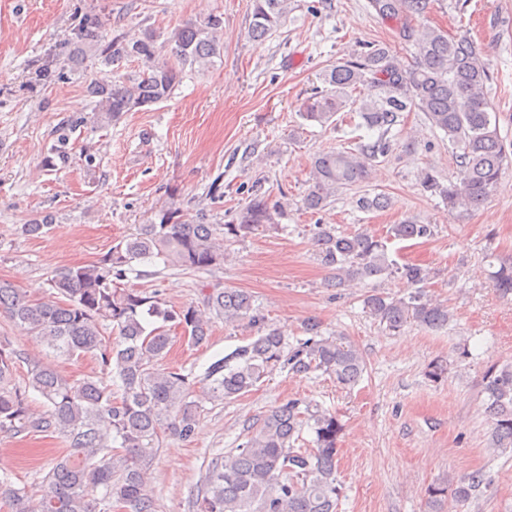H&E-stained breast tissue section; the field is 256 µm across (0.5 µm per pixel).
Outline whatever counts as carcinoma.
Returning <instances> with one entry per match:
<instances>
[{"label": "carcinoma", "instance_id": "cac0c4a2", "mask_svg": "<svg viewBox=\"0 0 512 512\" xmlns=\"http://www.w3.org/2000/svg\"><path fill=\"white\" fill-rule=\"evenodd\" d=\"M431 0H367V8L385 22L396 23L401 40L414 47L405 63L386 45H374L355 58L340 61L323 74L328 89L304 100L299 116L321 126L352 123L378 131L355 149L314 157L312 184L303 205L325 207L336 193L365 181L373 163L393 151L388 138L400 115L411 109L425 114L431 125L458 150L456 181L441 184L430 170L421 173L422 186L446 201L448 209L479 207L496 191L512 144L499 133L488 98L489 71L474 43L430 26L410 25L422 19ZM288 14V0H252L250 37L263 42ZM224 21L211 14L167 33L152 29L129 38H108L95 23L75 32L78 47L110 67L126 57L142 67L122 82L94 80L88 85L96 98L97 118L112 122L167 99L186 66L208 70L220 56L219 33ZM344 116H339V113ZM391 205L384 194H365L357 207L366 212ZM281 206L254 194L232 224H204L183 218L177 209L159 212V223L141 224L102 259L62 269L51 279V293L32 299L14 284L0 280V313L29 330L44 346L65 359L91 355L100 374L71 379L48 364L27 361V380L14 382L21 354L0 338V433L58 434L68 443L43 477L35 494L18 488L7 471L0 472V503L10 512H155L147 489V474L168 439L190 442L197 435L202 405L192 398L196 378L160 361L172 345L169 329L191 347L209 343L212 320L226 324L260 321L252 296L232 288H207L201 304L169 308L158 294L121 288L133 263L157 259L167 266L209 271L224 262V243L278 229ZM429 224L405 219L390 227L400 240L428 239ZM315 243L321 263L334 270L330 287L351 281L397 275L424 286L430 271L415 263L390 259L385 242L368 231L342 234L319 226ZM491 278L498 291L512 294V262L502 261ZM365 312L385 330L397 334L416 323L429 329L448 325V306L418 292L407 298L370 294ZM308 338L287 343L273 328L261 331L243 346L213 361L201 381L209 400L222 403L250 392L279 365L296 375L320 371L344 389L357 384L365 362L351 344L326 337L320 323L307 320ZM43 399V409L29 404V392ZM491 444L512 447V365L489 366L483 375ZM314 434L312 447H295L303 428ZM343 424L336 414L301 399L277 406L253 427L245 441L211 459L195 499L196 512H336L341 496L337 478L338 442ZM483 483L480 472L426 490L431 512H448V502H469Z\"/></svg>", "mask_w": 512, "mask_h": 512}]
</instances>
